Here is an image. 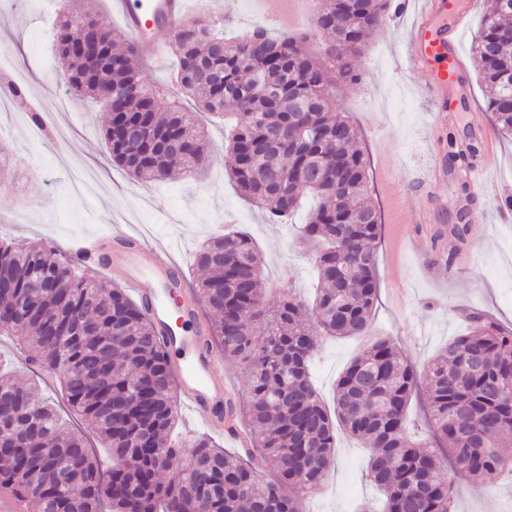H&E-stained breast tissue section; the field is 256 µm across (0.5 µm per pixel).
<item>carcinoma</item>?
<instances>
[{
    "mask_svg": "<svg viewBox=\"0 0 512 512\" xmlns=\"http://www.w3.org/2000/svg\"><path fill=\"white\" fill-rule=\"evenodd\" d=\"M512 0H488L473 50L498 129L512 135ZM392 0H317L308 36L273 37L262 30L226 37L212 15L186 23L175 35L179 92L198 109L231 121L224 169L256 204H273L283 221L304 197L314 200L297 244L313 252L318 276L312 305L260 288L263 258L239 231L209 239L196 253L207 272L198 289L216 316L207 342L250 374L247 431L265 467L207 437L179 443L172 432V374L157 330L125 289L52 249H26L0 239V333L14 336L28 363L60 377L73 413L104 447L112 468L101 470L95 448L71 432L55 408L33 398L9 370L0 372V489L33 512H299L297 495L322 490L333 464L336 428L371 448L370 480L384 494L382 512H455L456 487L492 482L512 458V329L480 315L418 373L394 344L376 338L350 361L336 382L334 412L309 375L325 337L365 332L377 301L380 217L368 198L369 176L355 127L336 110V81L361 80L370 35L383 27ZM100 30V54L112 66L68 54L69 18ZM55 34L68 61L71 94L99 100V90L125 91L116 110L151 125L147 156L120 133L104 132L112 161L142 182L176 170L201 169L207 139L197 113L144 83L134 43L102 25L77 0H62ZM266 83L279 100L266 96ZM448 157L473 167L480 147L448 139ZM469 225L448 230L452 250L467 246ZM45 283L32 304L25 276ZM424 384L430 437L412 440L407 412ZM169 473L160 480V473Z\"/></svg>",
    "mask_w": 512,
    "mask_h": 512,
    "instance_id": "obj_1",
    "label": "carcinoma"
}]
</instances>
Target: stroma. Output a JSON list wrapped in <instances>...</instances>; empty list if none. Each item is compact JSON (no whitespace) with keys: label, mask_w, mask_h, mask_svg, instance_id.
<instances>
[{"label":"stroma","mask_w":512,"mask_h":512,"mask_svg":"<svg viewBox=\"0 0 512 512\" xmlns=\"http://www.w3.org/2000/svg\"><path fill=\"white\" fill-rule=\"evenodd\" d=\"M374 35L361 64L362 80L337 83L336 107L350 115L370 162L371 196L383 208L379 244V294L370 337L392 339L416 368H424L448 341L464 333L469 313L478 312L512 327V221L503 222L499 201L512 196V136L495 132L486 112V96L471 44L480 27L483 0H473L458 50L467 62V77L479 112L476 118H438L433 102L402 60V45L422 0ZM190 15L223 16L226 30L241 35L252 27L283 34L280 0H188ZM55 13L48 0H0V49L13 62L10 75H24L29 103L42 112L48 126L10 124L0 111V143L12 156L0 178V238H13L30 248L55 247L69 252L83 236L108 233L112 227L141 232L164 257L177 261L191 286L203 272L194 262L198 243L224 225L249 235L264 260V287L282 293L293 285L308 298L315 282L308 251L294 246L297 214L288 224H273L264 208L242 197L224 171V122L202 117L209 150L203 177L174 173L160 183L129 177L112 161L103 138L107 113L88 98L72 96L61 79L62 61L54 42ZM493 130L496 167L483 188L462 190L466 175L449 164L448 140L478 142L483 129ZM438 161L446 170L436 191L416 184L418 168ZM416 208L430 210L428 224L413 221ZM479 211L471 223L469 248L475 267L445 265L436 258L433 238L450 217L463 209ZM364 339H326L311 374L324 401ZM0 354L11 358L22 380L36 381L38 399L59 400L50 374L27 364L9 336H0ZM369 450L357 439L338 433L335 462L321 492L298 500L300 512H356L366 501H379L366 471ZM457 512H512V478L496 485L463 482L457 488Z\"/></svg>","instance_id":"1"}]
</instances>
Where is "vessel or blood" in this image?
I'll return each mask as SVG.
<instances>
[{
    "label": "vessel or blood",
    "instance_id": "obj_1",
    "mask_svg": "<svg viewBox=\"0 0 512 512\" xmlns=\"http://www.w3.org/2000/svg\"><path fill=\"white\" fill-rule=\"evenodd\" d=\"M112 9L135 47L157 67L165 63L166 54L153 38L155 29L163 25L173 31L188 18L186 0H113ZM469 15L466 0H428L405 44L411 68L424 73L425 88L441 112L470 109V86L457 47L458 33ZM110 236L114 251L101 247L99 238L84 237L77 241V257L90 266L119 262L121 279L161 333L180 403L210 427H219L224 421V397L217 391L216 355L200 330V310L182 300V268L161 261L144 239L118 229Z\"/></svg>",
    "mask_w": 512,
    "mask_h": 512
}]
</instances>
